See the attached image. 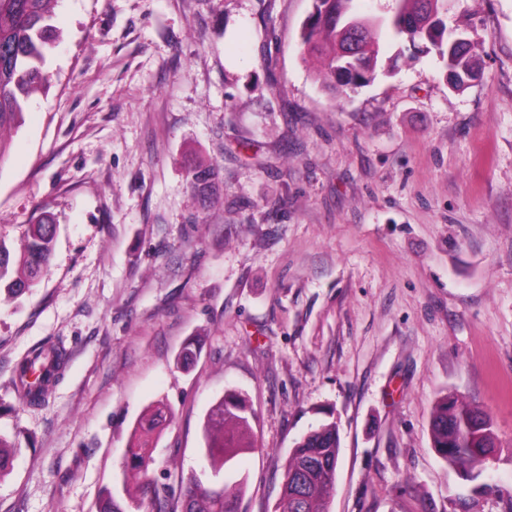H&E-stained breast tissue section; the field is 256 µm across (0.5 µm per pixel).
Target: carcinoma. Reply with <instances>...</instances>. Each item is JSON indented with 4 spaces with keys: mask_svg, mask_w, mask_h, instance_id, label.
<instances>
[{
    "mask_svg": "<svg viewBox=\"0 0 512 512\" xmlns=\"http://www.w3.org/2000/svg\"><path fill=\"white\" fill-rule=\"evenodd\" d=\"M58 0H0V165L9 142L5 128L22 125L30 97L47 82V56L60 40L52 24ZM356 0H314V11L301 34L302 55L321 60L317 77L332 94L347 97L372 83L378 74L388 73L381 63L383 41L410 43L420 53L434 54L461 88L476 72L469 38L457 40L458 29L448 27V0H392L387 15L363 18L354 11ZM188 187L201 201L219 190L218 171L198 166L189 171ZM56 226L41 220L24 225L22 248H9L0 233V289L20 297L47 274L54 246ZM53 356L51 369L42 382L25 390L29 403L46 400L59 379L63 350L56 345L31 350L17 363L14 374L21 385L28 384L29 371ZM168 407L158 404L135 433L127 448L128 462L123 474V492L136 509L148 505L149 512H239L246 482L224 470L241 448H252V410L241 393H228L210 410L205 424V456L215 474L224 481L214 486L191 472L180 478L178 487L158 484L146 468L147 436L166 417ZM492 424L486 415L457 398H443L431 419L433 448L472 483V492L494 495L512 502V491L489 479L488 457L494 442ZM15 443L0 434V477L10 468ZM340 437L336 422L310 428L294 444L285 466L279 512H326L336 479Z\"/></svg>",
    "mask_w": 512,
    "mask_h": 512,
    "instance_id": "obj_1",
    "label": "carcinoma"
}]
</instances>
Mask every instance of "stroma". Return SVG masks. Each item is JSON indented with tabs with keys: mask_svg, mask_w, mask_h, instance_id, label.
<instances>
[{
	"mask_svg": "<svg viewBox=\"0 0 512 512\" xmlns=\"http://www.w3.org/2000/svg\"><path fill=\"white\" fill-rule=\"evenodd\" d=\"M313 0H59L49 83L0 166V234L50 215L52 264L0 293V434L18 446L0 512H96L121 493L137 422L172 415L150 473L209 475L203 425L246 393L240 512H277L285 465L336 421L328 512H512L470 496L430 420L485 411L512 489V0H448L481 76L390 41L345 98L301 54ZM216 167L203 204L186 172ZM190 368L176 357L190 338ZM62 343L48 399L13 381ZM51 347L40 346L31 350L27 356H25L20 362L17 363L14 374L15 378L18 377L22 387L24 388L28 384L29 371L32 367H38L41 365L43 359H47L48 355L51 354L54 358L51 369L47 370L43 376L42 382L35 386L33 383H29V388L25 390V397H31L29 403L40 404L46 400L49 392L55 382L59 379L60 372H58L63 363V350L58 348L56 344H50ZM34 387V390L31 387Z\"/></svg>",
	"mask_w": 512,
	"mask_h": 512,
	"instance_id": "1",
	"label": "stroma"
}]
</instances>
